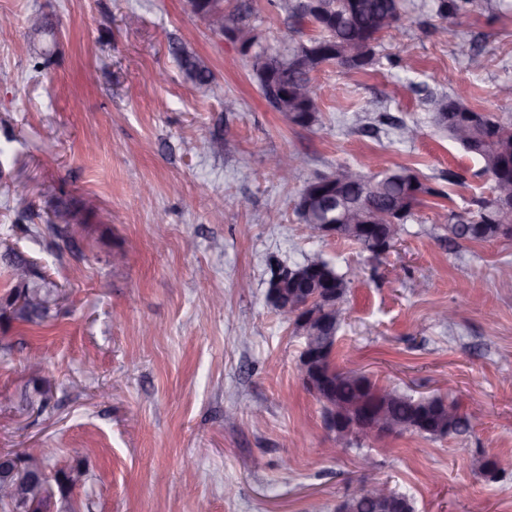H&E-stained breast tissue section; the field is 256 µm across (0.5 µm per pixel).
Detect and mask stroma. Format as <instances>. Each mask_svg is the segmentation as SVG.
Returning <instances> with one entry per match:
<instances>
[{
  "label": "stroma",
  "instance_id": "obj_1",
  "mask_svg": "<svg viewBox=\"0 0 512 512\" xmlns=\"http://www.w3.org/2000/svg\"><path fill=\"white\" fill-rule=\"evenodd\" d=\"M247 2L260 43L286 44L278 0ZM506 2L443 16L439 0H403L411 25L380 37L372 67L316 73L321 121L301 128L187 0H0L16 20L0 32V240L67 292L42 325L0 323V453L56 449L52 469H86L72 497L90 512H335L364 479L362 455L329 456L333 438L298 376L301 341L266 299L273 261L319 253L358 276L337 365L455 398L472 416L464 438L406 433L372 449L375 478L417 512H512V479L483 480L463 454L512 465V237L449 242L448 214L492 183L480 157L440 135L421 94L453 81L475 108L512 116L498 94L512 83ZM33 14L52 30L32 34ZM461 38L476 42L479 69L455 56ZM174 42L208 62L212 89L184 80ZM381 112L418 123L421 137L362 133ZM215 138L223 152L210 150ZM282 152L298 158L288 182L266 166ZM342 163L405 166L434 189L381 258L311 236L295 209L309 181ZM59 211L73 247L28 232ZM446 307L449 326L434 317ZM35 377L49 404L25 414L18 396Z\"/></svg>",
  "mask_w": 512,
  "mask_h": 512
}]
</instances>
